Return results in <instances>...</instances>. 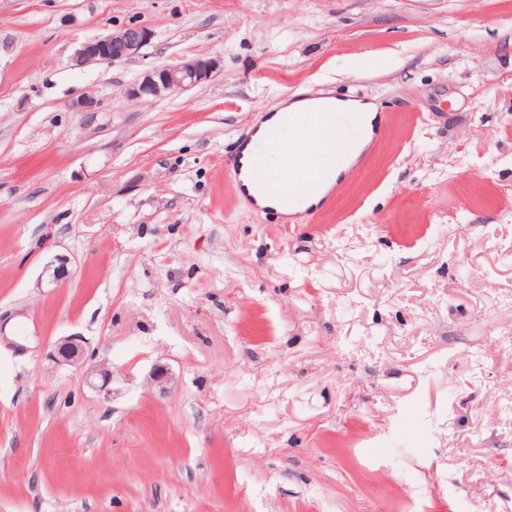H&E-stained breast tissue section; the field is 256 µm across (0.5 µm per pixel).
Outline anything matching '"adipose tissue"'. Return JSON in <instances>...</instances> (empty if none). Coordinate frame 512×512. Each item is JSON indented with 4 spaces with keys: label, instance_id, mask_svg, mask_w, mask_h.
I'll return each mask as SVG.
<instances>
[{
    "label": "adipose tissue",
    "instance_id": "1",
    "mask_svg": "<svg viewBox=\"0 0 512 512\" xmlns=\"http://www.w3.org/2000/svg\"><path fill=\"white\" fill-rule=\"evenodd\" d=\"M317 103L323 105L325 111L331 112L332 117L319 131L309 150H302L288 128H279L276 138L281 148L302 151L304 160L344 172L342 160L350 149L364 140L376 107L370 102L331 97L320 98Z\"/></svg>",
    "mask_w": 512,
    "mask_h": 512
}]
</instances>
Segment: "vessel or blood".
Returning <instances> with one entry per match:
<instances>
[{
    "mask_svg": "<svg viewBox=\"0 0 512 512\" xmlns=\"http://www.w3.org/2000/svg\"><path fill=\"white\" fill-rule=\"evenodd\" d=\"M321 117V108L317 105L307 112H282L278 115L281 122L293 127L298 140L304 142L311 140L313 124ZM281 160L282 173L279 182L258 181L260 155L243 141L230 155L225 156L224 170L237 194L251 206L279 215L285 224L308 223L316 213L326 209L333 202L343 182L330 171L316 176L303 169L297 154L292 151L282 152ZM316 178L326 183L327 188L319 201L312 205L306 204L304 196L287 194L281 189V184L285 181L292 183Z\"/></svg>",
    "mask_w": 512,
    "mask_h": 512,
    "instance_id": "b4317fda",
    "label": "vessel or blood"
}]
</instances>
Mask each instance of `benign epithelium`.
Returning <instances> with one entry per match:
<instances>
[{"mask_svg":"<svg viewBox=\"0 0 512 512\" xmlns=\"http://www.w3.org/2000/svg\"><path fill=\"white\" fill-rule=\"evenodd\" d=\"M153 38V31L146 25L132 23L108 35L82 43L74 55V65L116 63L137 57ZM220 69L216 57L198 56L175 64L161 65L146 71L128 89L133 100L160 98L188 90L208 81ZM50 360L57 366L82 367L85 365V346L82 337L69 336L60 342ZM97 376L101 380L98 390L110 395L112 372L107 369H90L85 380Z\"/></svg>","mask_w":512,"mask_h":512,"instance_id":"benign-epithelium-1","label":"benign epithelium"}]
</instances>
